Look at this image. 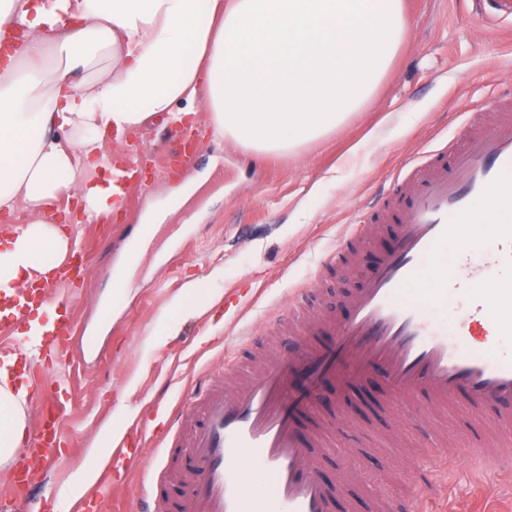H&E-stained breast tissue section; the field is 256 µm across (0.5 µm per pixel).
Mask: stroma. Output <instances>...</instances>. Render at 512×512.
<instances>
[{
	"label": "stroma",
	"mask_w": 512,
	"mask_h": 512,
	"mask_svg": "<svg viewBox=\"0 0 512 512\" xmlns=\"http://www.w3.org/2000/svg\"><path fill=\"white\" fill-rule=\"evenodd\" d=\"M405 7L408 38L376 95L342 128L298 154L262 157L227 138L210 140L175 173V145L159 119L131 144L108 146L109 154L143 159L148 169L105 222L69 227L87 252L83 275L61 292L75 326L66 363L71 387L60 394L71 405L63 424L67 443L31 512H75L59 493L84 470L102 471L96 448L114 422L126 431L143 426L146 461L161 463L172 409L190 411L208 368L241 349L243 331L269 335V315L295 289L310 287L327 252L361 221L362 207L379 205L406 165L446 145L472 113L492 112L512 88L511 22L484 25L469 0H405ZM189 183L199 192L160 225L127 287L114 296L108 271L130 236ZM392 245L379 233L354 264L323 281L321 309L344 319V296ZM191 282L228 293V303L201 316L179 309L176 301ZM164 324L171 335H159ZM85 336L94 337V350L82 345ZM417 418L402 412L404 430L391 458L364 462L382 471L381 488L395 503L414 492L416 460L440 454L414 428ZM152 480L144 463H132L101 512H113L117 503L137 512ZM496 480L489 470L459 465L445 500L422 502V512L447 505L455 512H505L512 496L493 491Z\"/></svg>",
	"instance_id": "1"
}]
</instances>
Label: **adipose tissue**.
Wrapping results in <instances>:
<instances>
[{
  "label": "adipose tissue",
  "mask_w": 512,
  "mask_h": 512,
  "mask_svg": "<svg viewBox=\"0 0 512 512\" xmlns=\"http://www.w3.org/2000/svg\"><path fill=\"white\" fill-rule=\"evenodd\" d=\"M404 0H0V293L45 279L122 206L99 176L113 134L209 115L214 137L295 154L362 111L406 42ZM0 360V462L25 436L27 386Z\"/></svg>",
  "instance_id": "ef3b65f1"
}]
</instances>
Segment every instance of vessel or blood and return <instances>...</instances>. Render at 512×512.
<instances>
[{"mask_svg":"<svg viewBox=\"0 0 512 512\" xmlns=\"http://www.w3.org/2000/svg\"><path fill=\"white\" fill-rule=\"evenodd\" d=\"M375 219L385 224L394 246L378 255L347 295V319L324 312L305 320L311 291L301 289L274 321L286 339L283 355L248 366L240 383L227 386L216 376L200 384L196 420L181 441L186 492L173 506L156 504L146 512H390L385 498H351L344 480L331 483L323 475L328 448L314 394L332 382L347 393L378 378L387 402L372 417L394 435L399 427L388 411L406 398L427 409L454 402L476 441L494 430L512 436V322L503 321L488 290L472 293L466 287L470 280L512 281V97H500L493 122L472 117L442 153L411 165ZM491 221L500 224L496 244L474 261L472 242L457 239V228ZM360 230L352 226L324 258L321 273L351 259ZM450 248L455 254L447 272L422 300L410 299L407 288ZM80 272L77 266L63 269L52 285L1 295L0 307L24 320L32 309L60 304L54 288L71 286ZM456 297L462 303L454 321L441 320L438 310ZM470 323L493 330L495 354L472 347ZM66 412L65 403L41 397L26 448L11 461L0 512H17L28 502L39 472L57 459ZM127 457V443H119L92 499L111 489L112 474ZM249 466L265 477L263 488H250ZM438 472L436 462L417 465V493L403 512H419L420 500L439 493Z\"/></svg>","mask_w":512,"mask_h":512,"instance_id":"vessel-or-blood-1","label":"vessel or blood"}]
</instances>
